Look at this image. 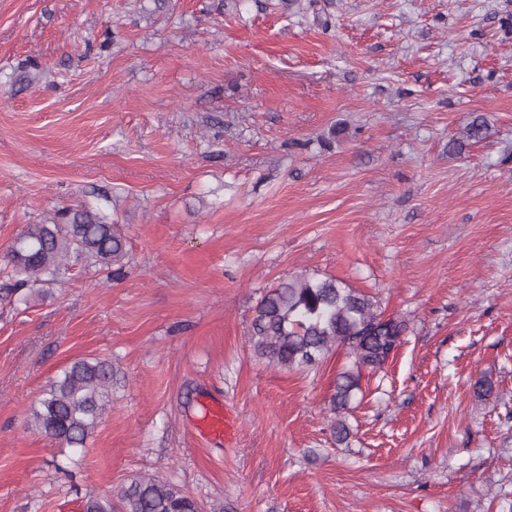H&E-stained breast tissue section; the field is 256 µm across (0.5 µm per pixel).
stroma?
<instances>
[{"label": "stroma", "instance_id": "obj_1", "mask_svg": "<svg viewBox=\"0 0 512 512\" xmlns=\"http://www.w3.org/2000/svg\"><path fill=\"white\" fill-rule=\"evenodd\" d=\"M84 204L130 263L0 301V512L142 476L205 512H512V0H0V257ZM302 273L407 324L343 444L344 349L287 371L248 343ZM85 357L116 378L80 453L30 407ZM201 431L213 438L230 442L236 439L240 431V423L221 405L204 403L202 412L197 418Z\"/></svg>", "mask_w": 512, "mask_h": 512}]
</instances>
